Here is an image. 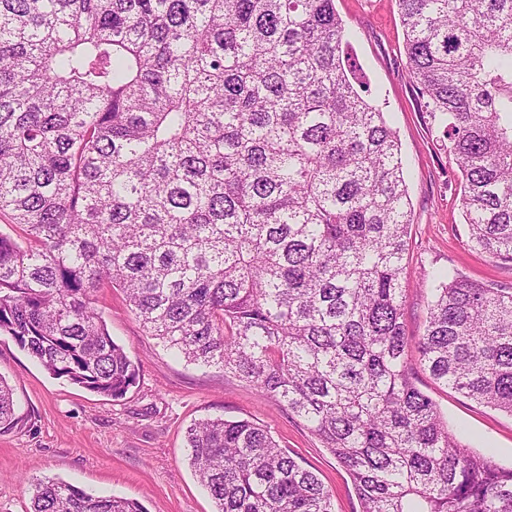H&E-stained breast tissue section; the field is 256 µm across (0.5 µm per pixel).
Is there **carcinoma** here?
<instances>
[{
	"instance_id": "1",
	"label": "carcinoma",
	"mask_w": 512,
	"mask_h": 512,
	"mask_svg": "<svg viewBox=\"0 0 512 512\" xmlns=\"http://www.w3.org/2000/svg\"><path fill=\"white\" fill-rule=\"evenodd\" d=\"M399 6L469 242L512 262V0ZM344 39L334 0H0V335L121 399L139 367L97 300L118 288L166 348L305 421L362 512H512V467L407 365L512 415V292L452 276L406 335L401 145ZM18 422L0 378V426ZM187 444L215 512H333L252 421L200 420ZM29 512L146 509L47 480Z\"/></svg>"
}]
</instances>
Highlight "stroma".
Wrapping results in <instances>:
<instances>
[{
    "label": "stroma",
    "mask_w": 512,
    "mask_h": 512,
    "mask_svg": "<svg viewBox=\"0 0 512 512\" xmlns=\"http://www.w3.org/2000/svg\"><path fill=\"white\" fill-rule=\"evenodd\" d=\"M345 24L344 54L396 131L406 160L411 205L404 322L422 336L439 281L453 274L490 288H512V263L474 249L460 202L459 171L429 119L406 69L398 0H335ZM113 339L139 366L123 399L51 375L9 336L0 335V378L12 386L18 425L0 427V512H27L41 480L70 483L96 497L141 502L148 512H214L215 504L188 464L185 432L221 415L249 419L315 472L333 512H361L353 481L307 425L249 383L175 357L136 319L120 290L99 295ZM417 387L436 404L450 432L472 450L512 465V415L434 381L410 356Z\"/></svg>",
    "instance_id": "stroma-1"
}]
</instances>
